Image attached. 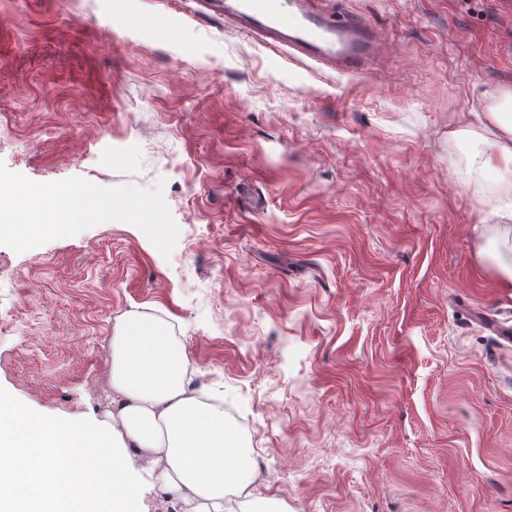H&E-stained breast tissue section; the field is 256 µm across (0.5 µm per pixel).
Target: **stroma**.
Returning <instances> with one entry per match:
<instances>
[{
  "instance_id": "obj_1",
  "label": "stroma",
  "mask_w": 512,
  "mask_h": 512,
  "mask_svg": "<svg viewBox=\"0 0 512 512\" xmlns=\"http://www.w3.org/2000/svg\"><path fill=\"white\" fill-rule=\"evenodd\" d=\"M340 6L382 35L371 75L211 0L0 7V190L159 203L0 238V387L109 425L111 336L146 312L253 450L227 512H512V192L482 173L512 0Z\"/></svg>"
}]
</instances>
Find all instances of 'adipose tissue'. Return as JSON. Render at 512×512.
<instances>
[{
    "label": "adipose tissue",
    "mask_w": 512,
    "mask_h": 512,
    "mask_svg": "<svg viewBox=\"0 0 512 512\" xmlns=\"http://www.w3.org/2000/svg\"><path fill=\"white\" fill-rule=\"evenodd\" d=\"M111 348L110 418L121 450L109 452L94 483L114 494L125 473L138 466L195 504V512H223L226 489L248 488L255 462L223 411L193 395L181 342L161 322L133 312L116 326Z\"/></svg>",
    "instance_id": "1"
}]
</instances>
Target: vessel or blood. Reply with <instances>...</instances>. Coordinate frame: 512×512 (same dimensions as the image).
<instances>
[{
  "instance_id": "b4317fda",
  "label": "vessel or blood",
  "mask_w": 512,
  "mask_h": 512,
  "mask_svg": "<svg viewBox=\"0 0 512 512\" xmlns=\"http://www.w3.org/2000/svg\"><path fill=\"white\" fill-rule=\"evenodd\" d=\"M228 14L244 21L247 34L286 43L307 59L331 64L343 74L367 71L382 45L370 23L322 9L317 0H231Z\"/></svg>"
}]
</instances>
